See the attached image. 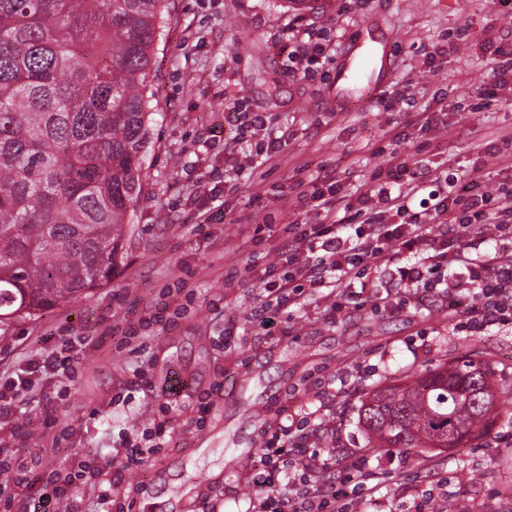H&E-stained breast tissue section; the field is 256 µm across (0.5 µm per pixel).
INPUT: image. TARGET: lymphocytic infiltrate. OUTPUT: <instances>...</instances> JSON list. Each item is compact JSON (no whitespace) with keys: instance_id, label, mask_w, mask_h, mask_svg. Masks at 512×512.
I'll return each mask as SVG.
<instances>
[{"instance_id":"f902f5d3","label":"lymphocytic infiltrate","mask_w":512,"mask_h":512,"mask_svg":"<svg viewBox=\"0 0 512 512\" xmlns=\"http://www.w3.org/2000/svg\"><path fill=\"white\" fill-rule=\"evenodd\" d=\"M420 188L416 174L407 160L391 161L385 180L377 183L374 194L383 209L369 205L353 208L343 204L340 185L333 179H321L312 192L320 210L328 212L342 205L343 223L359 224L365 230L362 241L353 243L337 235L332 222L292 224L288 227L286 248L290 268L278 278L265 283L266 297L276 306H302L306 303V287L326 289L333 298V310H342L351 299V287L362 271L378 268L390 247L412 254L413 262L399 269V276L408 285L431 284L440 271H447V294L467 291L472 303L468 310L467 328L481 329L489 325L512 327V190L495 193H473L466 188L433 192L428 220L441 224L437 236H429L419 214L410 212L409 200ZM492 227L494 251L481 250L470 242L469 230L476 226ZM322 253L324 263L300 262L299 254ZM75 369L69 339L41 348L29 362V377L0 378V415L6 410L8 392L22 388L36 393L32 373L52 372L69 377ZM25 427H14L9 438L0 437V502L10 501L14 488L43 485L41 462L17 454V442L27 441ZM261 468L254 484L259 488L255 512H349L350 492L365 489V475L347 472L342 490L321 478L325 470L317 452L300 448L289 456L283 446L268 445L260 458ZM107 480L118 487L121 472L105 476L103 468L82 462L67 475L64 485L54 486L56 498L74 500L80 488Z\"/></svg>"}]
</instances>
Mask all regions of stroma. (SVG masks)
Here are the masks:
<instances>
[{
    "label": "stroma",
    "mask_w": 512,
    "mask_h": 512,
    "mask_svg": "<svg viewBox=\"0 0 512 512\" xmlns=\"http://www.w3.org/2000/svg\"><path fill=\"white\" fill-rule=\"evenodd\" d=\"M293 20L331 42L330 63L308 75L279 54ZM500 46H512V16L499 0H311L303 11L287 0H166L125 258L91 296L0 332V370L25 364L49 331L71 339L78 360L68 397L47 378L15 410L30 433L21 455L55 469L86 458L127 467L126 512H252L256 450L300 409L320 427L310 444L327 461L326 480L361 464L375 471L378 491L353 498L352 512L427 510L435 487L451 512H512L511 414L466 444L390 456L368 447L357 415L369 390L467 354L512 386V329L459 331L447 296L422 292L395 312L367 302L334 314L316 298L253 315L265 307L266 268L288 269V224L323 219L310 197L318 176H336L352 201L372 193L389 159L413 158L423 143L430 174L478 192L512 188L501 142L512 136V75L497 97L477 93ZM381 95L395 98L393 109L377 107ZM236 101L288 132L250 174L236 168L251 140L225 119ZM182 278L195 289L185 316L152 325L146 349L130 354L113 325L176 307L180 297L160 291ZM163 418L173 432L159 445L149 430ZM131 444L142 453L134 466Z\"/></svg>",
    "instance_id": "1"
}]
</instances>
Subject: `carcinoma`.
I'll list each match as a JSON object with an SVG mask.
<instances>
[{"mask_svg":"<svg viewBox=\"0 0 512 512\" xmlns=\"http://www.w3.org/2000/svg\"><path fill=\"white\" fill-rule=\"evenodd\" d=\"M164 0H0V331L112 282L142 192L146 79ZM465 356L373 390L381 451L442 448L512 405Z\"/></svg>","mask_w":512,"mask_h":512,"instance_id":"cac0c4a2","label":"carcinoma"}]
</instances>
